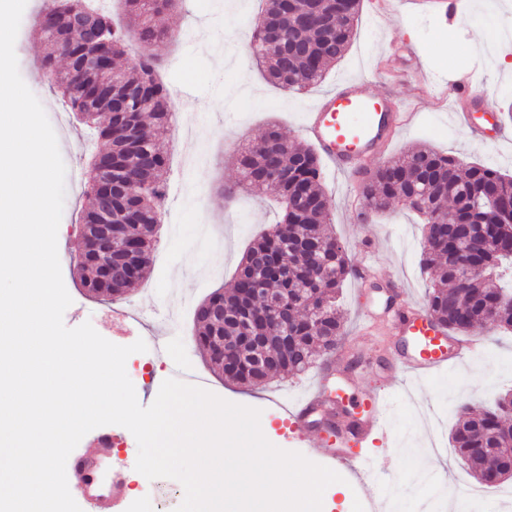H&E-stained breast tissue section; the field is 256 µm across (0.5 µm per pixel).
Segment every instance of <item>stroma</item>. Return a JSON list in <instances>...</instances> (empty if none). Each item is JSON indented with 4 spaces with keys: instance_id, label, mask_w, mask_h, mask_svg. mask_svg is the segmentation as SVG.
<instances>
[{
    "instance_id": "35a3bbf8",
    "label": "stroma",
    "mask_w": 512,
    "mask_h": 512,
    "mask_svg": "<svg viewBox=\"0 0 512 512\" xmlns=\"http://www.w3.org/2000/svg\"><path fill=\"white\" fill-rule=\"evenodd\" d=\"M464 2L467 10L460 20L391 15L376 21L370 0H363L345 56L322 82L297 93L269 83L247 46L261 16V0H250L245 9L239 0H182L178 10L165 17L177 41L151 45L166 82L178 93L166 139V197L154 262L143 282L112 301L88 293L76 274V249L87 208L86 173L93 154L107 143L66 109L57 88L44 77L41 62L46 45L33 28L44 0H27L15 42L19 72L43 106L66 166L58 254L72 303L63 321L70 328L91 322L101 336L117 345L145 341L147 351L126 361L141 405L154 401L163 381L172 378L175 365L193 366L207 373L225 400L260 409L262 421L271 425L272 444L300 451V444L282 429L277 412L264 396L284 388L289 401H296L312 385L314 372L270 379L255 387L225 381L212 372L196 344L192 314H185L175 327L170 326L169 316L179 301L195 306L213 290L228 288L247 245L277 220L275 209L263 203L261 189L238 190L234 164L238 151L257 141L273 120L290 142L305 144L301 123L307 106L345 78L375 77V89L387 93L393 104L418 113L415 123L399 131L387 151L389 157L423 143L464 162H487L512 174V142L498 143L492 128L483 139L473 138L459 122L448 94L455 71H472L477 94L470 111L505 123V113L512 106V71L502 69L499 60H512V39H495L494 32L512 26V0ZM323 183L331 200V228L344 244L351 265L400 277L410 298L425 303L430 274L420 263L423 236L417 215L397 201L385 212H370L360 198L359 180L331 169H324ZM386 301L385 293L373 289L357 296L351 278L340 290L344 336L338 352L353 362L358 373V382L348 386L343 404L354 409L368 390H380L386 396L383 430L395 449L383 459L377 446H370L366 472L376 496L392 495L384 512H443L439 481L407 478L411 460L402 443L423 442L427 425L421 415L433 411L442 449L431 459L429 469L446 471L451 478L464 473L466 467L450 443L457 408L465 401L490 402L512 389V333L484 326L472 334L479 357L429 378L405 375L395 383L384 381L378 363L393 356L396 339L383 323L363 319L359 308L381 307ZM104 438L113 442L111 458L122 463L121 492L102 508L75 493L82 512H138L145 501L153 512H175L184 499L182 485L168 478L151 481L136 471L138 445L126 428L107 425L90 431L73 450V457L95 451Z\"/></svg>"
}]
</instances>
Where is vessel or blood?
I'll return each mask as SVG.
<instances>
[{"label":"vessel or blood","mask_w":512,"mask_h":512,"mask_svg":"<svg viewBox=\"0 0 512 512\" xmlns=\"http://www.w3.org/2000/svg\"><path fill=\"white\" fill-rule=\"evenodd\" d=\"M456 0H388L387 11L409 10L440 14L456 9ZM449 93L455 102L474 97L472 74L456 72ZM410 113L392 109L386 94L374 90L365 78H351L320 94L304 113L302 133L316 152L334 169L347 176L365 172L368 162L382 159L398 128L410 120ZM399 303L388 315L405 352L399 370L426 378L463 361L473 348L471 341L448 334L432 324L425 307L412 302L399 281H392ZM348 381L345 365L337 359L326 362L307 394L284 411L292 435L309 454L321 458L332 470L350 473L354 489L375 512L377 503L363 479L367 462L364 449L382 431L386 400L370 392L363 398L360 425L348 435L336 423V410L329 404L327 385L331 379Z\"/></svg>","instance_id":"b4317fda"}]
</instances>
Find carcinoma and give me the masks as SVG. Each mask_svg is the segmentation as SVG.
<instances>
[{
  "instance_id": "carcinoma-1",
  "label": "carcinoma",
  "mask_w": 512,
  "mask_h": 512,
  "mask_svg": "<svg viewBox=\"0 0 512 512\" xmlns=\"http://www.w3.org/2000/svg\"><path fill=\"white\" fill-rule=\"evenodd\" d=\"M179 0H126L129 14L138 21L140 49L129 52V41L118 29L112 15L105 19L104 34L94 40L71 31L67 19L56 14L52 5L37 14L34 27L49 51L43 58L46 73L54 80L70 111L75 115L93 112L95 133L111 147L101 153L104 168L116 175L134 174L143 165L151 171V180L126 194L112 195V239L88 240L95 263L81 264L77 273L89 292L114 298L125 293L134 281L144 277L153 262V248L139 257L136 274H112L99 279V267L117 265L122 260V241L142 239L161 223L163 175L166 166V137L171 119V97L159 75V63L149 52L154 40H171L174 34L163 24L166 12ZM267 25L280 31L281 54L288 62H271L272 46L263 26L252 34L253 57L263 67L268 81L286 89L302 90L322 80L326 70L344 56L349 47L360 9V0H263ZM320 11L341 15V22L327 26L309 17ZM126 57V66L116 72V82H108L102 67ZM67 64L64 71L55 67V59ZM148 83L143 99L125 112H112L128 87ZM150 117L154 133L144 128ZM263 139L279 144L269 152L249 146L236 159L239 184L262 185L284 205L282 220L263 232L245 253L241 268L231 288L215 290L195 309L197 345L213 370L240 385L258 386L268 380L266 368L273 367L287 375L307 371L315 357L327 352L326 337L339 344L344 327L336 308V297L344 281L352 274L344 246L333 236L329 225L330 203L322 184L320 156L310 148L292 145L280 126L271 122ZM276 167L284 178L267 181L265 172ZM416 198L414 211L424 217L425 235L436 239L435 246L423 251V266L432 271L431 291L426 306L435 324L467 335L488 324L485 314L497 313L494 324L512 330V292L501 282L512 278V175L480 164H465L459 159L427 146L415 147L376 170L375 177L363 187L362 198L368 209L383 211L392 201ZM450 203L455 214L453 224H431L428 213ZM495 207L498 222L479 225L486 205ZM266 260L256 276L263 286L267 302L280 301L292 317L288 334V352H283L281 331L249 300L248 314L241 295L249 284L243 279L248 264L256 257ZM463 261L477 270L467 288H457V265ZM224 305V320L207 315L204 310ZM223 339L237 347L239 363L232 371L224 370V361L212 353V345ZM478 415L459 408L458 420L451 434L452 447L480 482L484 464L464 457V449L481 448L498 439L512 443V433L504 427L506 412L500 400Z\"/></svg>"
}]
</instances>
